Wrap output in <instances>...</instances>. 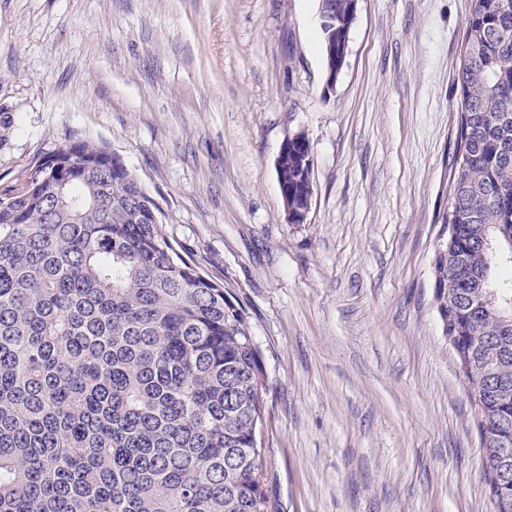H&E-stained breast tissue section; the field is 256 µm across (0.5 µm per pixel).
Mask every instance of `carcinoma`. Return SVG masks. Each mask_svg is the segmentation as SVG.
Masks as SVG:
<instances>
[{
	"label": "carcinoma",
	"instance_id": "1",
	"mask_svg": "<svg viewBox=\"0 0 512 512\" xmlns=\"http://www.w3.org/2000/svg\"><path fill=\"white\" fill-rule=\"evenodd\" d=\"M336 13V72L356 18ZM435 255L512 512V0H478ZM307 134L281 160L288 209L313 197ZM109 148L84 137L0 187V512H271L255 422L265 375L246 313L166 229Z\"/></svg>",
	"mask_w": 512,
	"mask_h": 512
}]
</instances>
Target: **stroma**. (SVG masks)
<instances>
[{"instance_id": "35a3bbf8", "label": "stroma", "mask_w": 512, "mask_h": 512, "mask_svg": "<svg viewBox=\"0 0 512 512\" xmlns=\"http://www.w3.org/2000/svg\"><path fill=\"white\" fill-rule=\"evenodd\" d=\"M473 6L360 0L330 88L318 0H0V184L73 136L137 174L252 326L273 512H492L434 297ZM297 133H299V136L294 137ZM286 150H288V153L283 156L281 166L286 176L284 183L288 187V192L282 187L280 188V176L278 174L280 170L279 161L281 155L285 153ZM309 152L311 156V146L307 134L304 131H296L289 135L283 142L277 159V178L280 193L284 199L288 222L293 221L288 216V213L301 216V210L308 204L307 208L302 213V217L292 224L306 223L307 215L311 208L308 201L312 202L313 184L310 178L311 169L308 162L310 158Z\"/></svg>"}]
</instances>
